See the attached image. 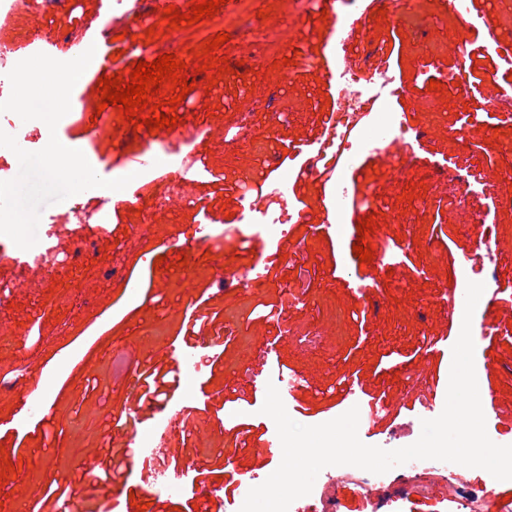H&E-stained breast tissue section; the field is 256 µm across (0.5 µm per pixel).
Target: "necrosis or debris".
I'll return each mask as SVG.
<instances>
[{"mask_svg":"<svg viewBox=\"0 0 512 512\" xmlns=\"http://www.w3.org/2000/svg\"><path fill=\"white\" fill-rule=\"evenodd\" d=\"M349 31L345 23L331 31L336 45V65L325 73L333 100L329 125L300 166L288 167L277 177L264 179L240 194L241 224L225 229L226 242L244 243L257 254L267 255L291 239L294 226L306 221V213L291 191L295 178L330 186L327 215L336 222L347 211L349 201L360 192L359 185L350 182L347 175L354 157L363 154L378 157L392 170L397 183L419 163L415 146L422 133L391 106L392 100L408 94V87L388 68L374 65L365 69L348 62L345 51ZM182 144V138L178 137L162 143L159 149L141 153L142 169H169L171 180L177 185L176 191L154 197L155 210L176 202L190 207L196 203L186 178L187 169L195 166L196 159L182 151ZM168 439L165 429L152 428L132 435L129 445L141 464L145 484L154 492L175 494L180 485L170 476L165 464ZM433 471L446 473L445 499L455 503L458 512H486L495 496L493 482L483 483L478 491H466L455 464L434 460L412 461L400 470L383 474L354 466L324 468L311 493L295 500L289 512H339V504L329 502L325 492L333 485L351 481L356 483L359 494L372 502L374 512H402L400 497H385V489L398 483L417 493L429 494L428 475Z\"/></svg>","mask_w":512,"mask_h":512,"instance_id":"4bbe7bcc","label":"necrosis or debris"}]
</instances>
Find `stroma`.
<instances>
[{"instance_id": "1", "label": "stroma", "mask_w": 512, "mask_h": 512, "mask_svg": "<svg viewBox=\"0 0 512 512\" xmlns=\"http://www.w3.org/2000/svg\"><path fill=\"white\" fill-rule=\"evenodd\" d=\"M129 13L117 18L99 0H67L63 10L24 8L0 25V38H12L18 53L39 49L48 29H64L75 49L56 52L60 61L95 47L113 71L129 76L134 61L126 52L128 36L147 45L150 58L166 54L172 41H181L182 58L191 69L187 79L208 86L204 100L187 94L176 109V129L188 135L187 146L199 158L193 208L174 206L155 214L151 201L163 192L167 179L140 173L126 154L169 140L167 129L150 133L118 123L109 116L111 133L90 137L89 112H69L56 131H27L24 150L45 147L57 135L68 147L81 150L91 165H108L114 177L130 176L119 194L79 193L82 207L103 218L101 229L88 231L70 221L67 203L46 207L54 219L57 242L68 257L49 274L27 273L0 256V283L12 289L0 297V445L11 463L22 464L7 480L8 493L0 512H30L33 496L52 492L71 505L89 500L99 512H230L226 482L250 475L268 477L280 465L264 454L274 437L273 420L261 414L267 384L279 373L296 372L309 380L306 389L289 397L293 419L318 425L345 413L351 398L362 406L384 403L373 427L361 440L385 449L413 444V426L423 403L442 412L452 362L451 352L427 354L436 338L448 335L451 321L439 303L441 294L462 280L459 259L474 252L475 215L490 213L498 244V271L512 277V132L495 134L494 120L484 119L470 131L468 141L452 136L460 120L455 95L430 90L436 72H449L462 58L457 50L459 21L443 12L440 0H412L400 39L388 25L368 24L364 41L370 64L386 63L406 84H419L417 94L392 106L410 125L423 130L412 183H424L426 193L402 201L404 186L389 187L390 172L379 160H354L348 175L363 191L344 217L340 233L327 229L325 191L299 182L294 193L308 204L306 224L299 235L307 239L316 268L305 302L288 306L283 316L268 311L281 301L283 283L294 282L298 263L292 244L282 246V259L268 264L266 276L253 288L221 290L220 269H245L257 260L246 245L203 243L197 226L207 219L223 226L238 225L239 183L273 172L289 147H307L321 132L327 114L326 86L321 75L332 56L318 31L323 21H336L352 8L336 0L333 11L299 15L296 0H230L218 14L180 29L165 28L147 41L146 31L158 15H144L139 0H129ZM271 16L258 18L261 9ZM280 32L279 41L259 45L255 58L240 59L234 41L219 47L230 73L218 84L195 73L192 51L203 40L236 29ZM294 57L293 65L283 60ZM247 126L250 138L225 144L226 130ZM491 141L501 160L486 163L477 147ZM473 174L475 188L466 208L450 206L454 170ZM376 215L370 240L374 247L396 245L398 237L416 240L407 261H387L385 267L360 264L353 251L357 224ZM441 222L449 243L432 238L433 222ZM187 266H176L178 256ZM169 265L155 268L159 257ZM480 315L497 321L493 342L475 345V370L493 397L485 408L490 439L512 445V294L484 293ZM208 318L206 335L227 323L235 333L223 347L180 337L184 319ZM189 349L206 363L195 382L198 394L184 429L172 432L167 458L170 473L183 484L175 495L156 494L139 478V468L126 464L123 476L87 484L80 464L108 460L113 448L127 447L133 433L165 422L170 406L180 402V381L169 384L165 402L141 400L140 373L156 367L177 370V354ZM123 351L132 364L128 376L112 373V356ZM393 367L378 371L384 355ZM420 372L419 390L406 392L407 374ZM54 375L51 417L31 412L14 391H42L41 376ZM347 377L350 389L338 384Z\"/></svg>"}]
</instances>
